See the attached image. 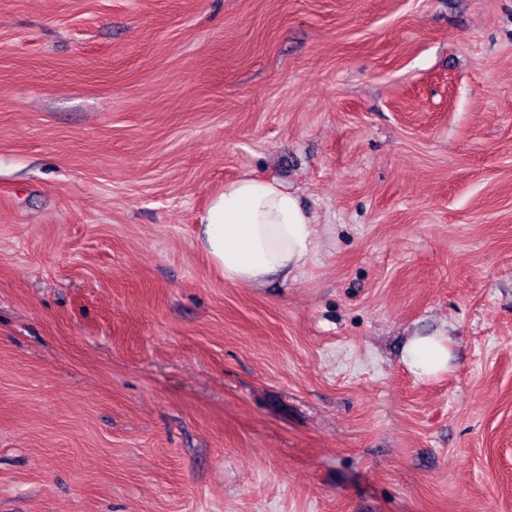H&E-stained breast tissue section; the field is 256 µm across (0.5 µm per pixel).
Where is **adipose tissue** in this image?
<instances>
[{"label": "adipose tissue", "instance_id": "ef3b65f1", "mask_svg": "<svg viewBox=\"0 0 512 512\" xmlns=\"http://www.w3.org/2000/svg\"><path fill=\"white\" fill-rule=\"evenodd\" d=\"M198 240L226 281L260 285L289 277L316 252V230L297 197L276 182L247 175L213 195L199 217ZM408 366L431 376L448 366L443 339L413 337Z\"/></svg>", "mask_w": 512, "mask_h": 512}]
</instances>
